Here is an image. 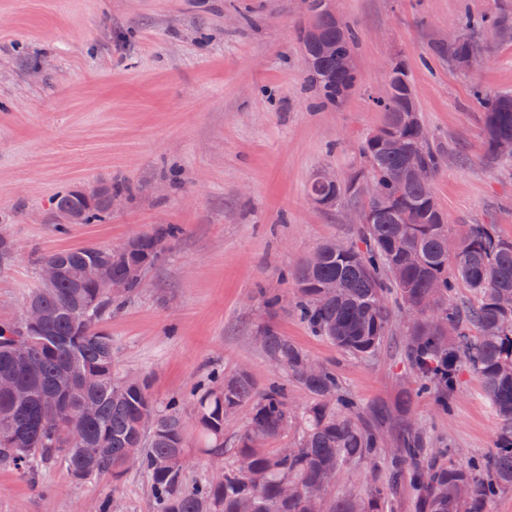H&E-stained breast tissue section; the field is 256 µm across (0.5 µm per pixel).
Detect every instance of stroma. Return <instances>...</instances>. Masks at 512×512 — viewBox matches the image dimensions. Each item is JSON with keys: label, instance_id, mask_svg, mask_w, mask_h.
<instances>
[{"label": "stroma", "instance_id": "stroma-1", "mask_svg": "<svg viewBox=\"0 0 512 512\" xmlns=\"http://www.w3.org/2000/svg\"><path fill=\"white\" fill-rule=\"evenodd\" d=\"M359 31L357 81L336 103L312 85L299 45L304 0H0V231L15 252L0 262V323L18 319L38 286L37 262L80 246L119 245L161 224L180 237L139 291L102 320L120 374L149 375L157 401L190 398L217 373L246 369L258 388L282 374L256 336L270 326L332 367L360 411L410 412L442 463L489 454L497 417L463 372L441 409L415 396L400 323L375 355L354 357L316 335L289 299L291 269L322 244L361 245L359 205L314 206V172L363 169L361 146L380 128L374 105L391 61L404 64L423 123L444 155L432 180L451 237L475 224L512 238V166L486 157L475 92H512V0H332ZM501 28L468 68L438 54L465 15ZM125 186L98 224H61L63 192ZM283 302L269 307V296ZM398 442L341 468L328 497L366 495ZM156 512L146 479L102 472L75 482L64 464L28 478L0 462V512Z\"/></svg>", "mask_w": 512, "mask_h": 512}]
</instances>
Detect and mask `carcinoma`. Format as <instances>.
<instances>
[{
	"label": "carcinoma",
	"mask_w": 512,
	"mask_h": 512,
	"mask_svg": "<svg viewBox=\"0 0 512 512\" xmlns=\"http://www.w3.org/2000/svg\"><path fill=\"white\" fill-rule=\"evenodd\" d=\"M309 15H322L323 32L336 40V56L317 57L307 66L314 83L329 100H339L356 81L343 70L358 30L347 22L336 30L325 0H306ZM460 35L446 45L448 57L466 67L480 42L460 22ZM486 153L500 156L498 142L512 139V95H480ZM385 120L379 135L362 147L368 168L336 182V188L310 181L311 197L334 193V202L353 199L375 213L364 227L366 250L331 243L319 247L316 265L300 264L292 276L299 294L295 306L302 318L341 351L357 356L374 353L386 335L390 313L387 291L395 290L410 311V355L428 386L449 407L456 373L471 370L498 418L494 450L481 459L441 467L427 458L421 433L409 421L393 420L379 410L375 421L401 430V447L390 457L385 482L366 497L344 496L328 512H384L385 500L404 481L418 492L419 512H487L502 490L512 488V239L495 235L486 224H475L469 236L448 255V225L436 204L431 180L443 162L441 152L407 124L396 100L379 103ZM419 157L427 172L423 182L399 177L405 159ZM379 180L384 198L367 199L356 187L358 177ZM74 206L80 223L95 224L111 213L109 194L79 198L69 192L56 199L54 210ZM181 228L161 226L123 244L122 259L110 260L111 247L86 246L54 252L42 263L61 271L55 287L37 288L25 305H38L45 326L29 327L25 315L0 323V379L19 387L16 395L0 390V461L29 472L36 462L65 461L77 481L104 472L120 480L135 467L147 477L157 512H308L312 499L325 501L328 488L346 463L378 453L375 425L356 421L354 404L339 394L336 372L322 366L306 368L309 358L288 338L267 326L261 346L286 377L303 387L313 401L295 407L288 384L259 389L245 370L221 377L189 400L197 429L196 443L184 433L182 399L157 402L149 377H120L112 337L101 327L103 316L87 317L105 289L81 276L86 263H102L106 277H128L129 270L148 271L161 258ZM470 288L473 301L462 312L452 301L457 282ZM455 326L453 336L442 329ZM96 407L83 412L85 402ZM245 412L234 448L224 447V424ZM300 422L293 450L268 443ZM224 457V477L208 476L189 485L182 460ZM293 481L304 495L288 498L283 484ZM469 486L461 500L457 490Z\"/></svg>",
	"instance_id": "cac0c4a2"
}]
</instances>
